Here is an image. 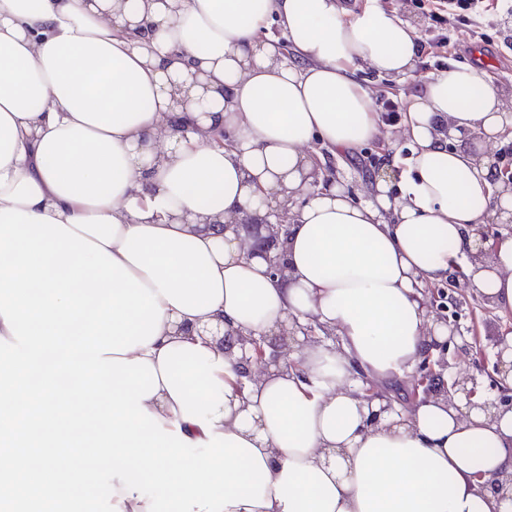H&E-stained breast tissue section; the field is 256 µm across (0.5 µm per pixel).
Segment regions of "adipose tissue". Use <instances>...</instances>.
<instances>
[{
	"mask_svg": "<svg viewBox=\"0 0 512 512\" xmlns=\"http://www.w3.org/2000/svg\"><path fill=\"white\" fill-rule=\"evenodd\" d=\"M417 39L379 0H0V502L506 512L479 483L512 475V409L431 398L371 425L363 398L445 340L424 290L452 267L512 313V236L472 258L477 225L512 216L483 153L512 125L498 86L428 77L389 176L357 198L303 186L313 146L381 137L364 76L411 71ZM274 199L281 278L230 226ZM294 320L340 345L253 381L208 333Z\"/></svg>",
	"mask_w": 512,
	"mask_h": 512,
	"instance_id": "adipose-tissue-1",
	"label": "adipose tissue"
}]
</instances>
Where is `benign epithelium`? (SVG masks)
I'll list each match as a JSON object with an SVG mask.
<instances>
[{"mask_svg": "<svg viewBox=\"0 0 512 512\" xmlns=\"http://www.w3.org/2000/svg\"><path fill=\"white\" fill-rule=\"evenodd\" d=\"M288 218V204L278 202L274 205L267 204V211L263 217L247 215L238 220V226L244 229L247 238L251 241L252 251L263 256L269 263L272 275L279 276L283 273V263L281 253L278 249V235L283 229ZM499 224H481L479 225L480 246L472 259H488L490 253L486 244L500 237ZM461 287L459 276L448 277V288H441L434 292L432 299L426 301L428 312L433 314L436 319L448 326V337L442 343L436 341L430 344V347L442 352L448 350L451 343L461 336L460 327L457 324V315L449 311L448 304L457 303L454 296L455 290ZM294 339V333L288 331L281 334L278 341L266 342V339H253L251 343L255 344L256 351L254 355L249 356L246 352V340H240L242 357L239 361V373L251 378V364L257 363L264 367H269L279 362L280 359L287 357L291 351L290 341ZM498 348L497 362L493 370H488L486 365H477V370L486 374L490 379V389L497 392V395L489 397L482 402L475 403L473 398L477 395V378L473 374H462L456 376L450 383H445L441 374L434 368V361L431 355H426L416 366L414 379V398L423 397L433 398L443 396L449 403H454L455 398L462 396L470 405H474L484 411L499 409L501 407L512 409V387L506 382L509 373L512 372V360L504 361V354H512V345L508 343L507 334L503 333L498 337L495 343ZM365 399L372 403L379 402V409L371 412L370 422L375 424L379 421L381 414L395 410L394 399L389 397L388 393L370 386L365 390Z\"/></svg>", "mask_w": 512, "mask_h": 512, "instance_id": "obj_1", "label": "benign epithelium"}]
</instances>
